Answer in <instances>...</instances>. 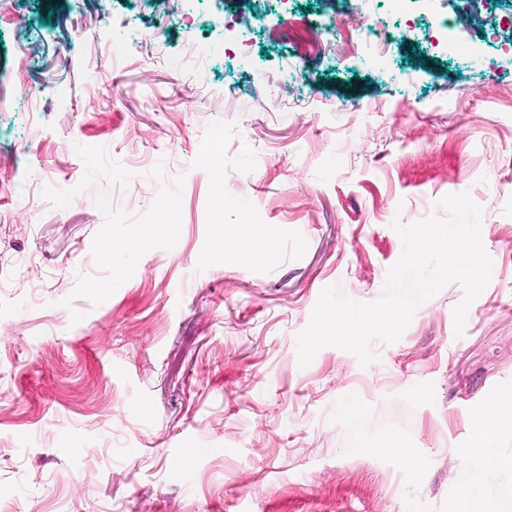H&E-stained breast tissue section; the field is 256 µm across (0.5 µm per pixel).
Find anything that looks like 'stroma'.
Returning a JSON list of instances; mask_svg holds the SVG:
<instances>
[{
	"label": "stroma",
	"mask_w": 512,
	"mask_h": 512,
	"mask_svg": "<svg viewBox=\"0 0 512 512\" xmlns=\"http://www.w3.org/2000/svg\"><path fill=\"white\" fill-rule=\"evenodd\" d=\"M189 9L13 0L0 25V155L17 168L0 193V499L14 512L499 502L512 473L459 457L512 390V60L432 48L445 0H378L381 70L300 53L290 30L332 0ZM240 13L242 60L224 51ZM31 33L44 43L23 79ZM199 46L201 68L169 69ZM461 192L492 260L463 336L453 282L396 342L372 339L370 364L326 346L299 367L321 291L379 297L404 249L393 222L445 217L440 199ZM167 209L175 233L149 235ZM242 221L273 231L263 262L217 248L218 224Z\"/></svg>",
	"instance_id": "35a3bbf8"
}]
</instances>
